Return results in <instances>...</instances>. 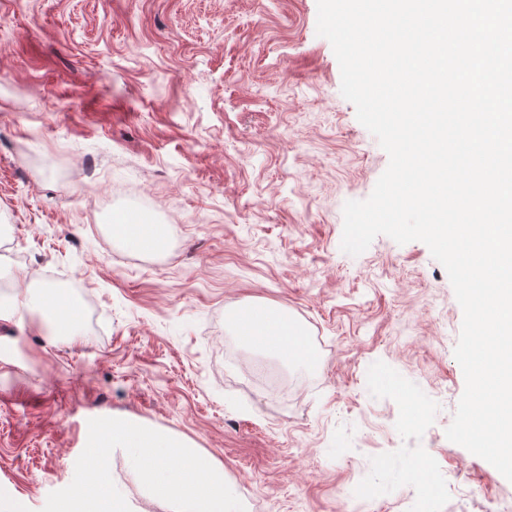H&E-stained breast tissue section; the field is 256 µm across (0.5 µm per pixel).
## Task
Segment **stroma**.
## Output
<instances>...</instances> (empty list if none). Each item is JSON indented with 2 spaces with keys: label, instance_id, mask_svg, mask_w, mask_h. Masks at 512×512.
<instances>
[{
  "label": "stroma",
  "instance_id": "stroma-1",
  "mask_svg": "<svg viewBox=\"0 0 512 512\" xmlns=\"http://www.w3.org/2000/svg\"><path fill=\"white\" fill-rule=\"evenodd\" d=\"M317 0H0V302L57 288L80 336L0 320V492L42 512L99 417L224 466L245 512H512V482L449 441L463 311L419 241L340 248L389 157L340 91ZM165 225L156 253L114 219ZM312 336L287 365L230 311ZM113 481L147 495L122 449Z\"/></svg>",
  "mask_w": 512,
  "mask_h": 512
}]
</instances>
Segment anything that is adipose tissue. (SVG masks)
Wrapping results in <instances>:
<instances>
[{"label":"adipose tissue","mask_w":512,"mask_h":512,"mask_svg":"<svg viewBox=\"0 0 512 512\" xmlns=\"http://www.w3.org/2000/svg\"><path fill=\"white\" fill-rule=\"evenodd\" d=\"M122 242L141 252L162 249L166 231L163 225L126 218L114 226ZM37 309L50 316L54 337H74L78 333L79 313L67 297L59 293L23 294L8 306L0 305V319L9 320L21 311ZM239 336L254 348L289 361L305 362L309 348L303 332L284 312L260 304H251L230 318Z\"/></svg>","instance_id":"1"}]
</instances>
